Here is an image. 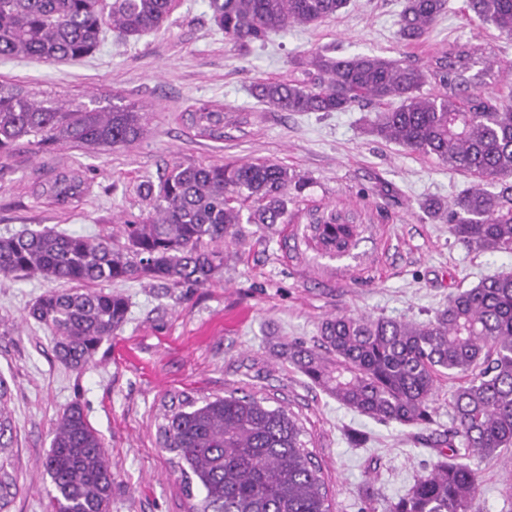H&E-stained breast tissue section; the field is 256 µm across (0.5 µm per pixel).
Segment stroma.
Returning <instances> with one entry per match:
<instances>
[{"label": "stroma", "instance_id": "obj_1", "mask_svg": "<svg viewBox=\"0 0 512 512\" xmlns=\"http://www.w3.org/2000/svg\"><path fill=\"white\" fill-rule=\"evenodd\" d=\"M404 3L351 0L336 18L241 46L225 40L206 0H175L160 31L129 39L106 31L82 60L0 59L2 82L100 107L119 96L150 114L147 132L124 147L87 152L24 144L0 158V236L51 228L121 242L125 218L144 206L139 184L159 182L176 163L271 161L308 183L289 223L225 247L224 267L209 284H109L126 297L127 320L78 371L57 358L50 331L28 315L49 283L0 276V419L8 425L0 441L18 488L4 512H47L43 461L63 410L74 402L116 469L112 512H185L180 472L157 441L172 398L184 393L200 398L239 389L290 408L322 468L333 512H359L368 484L386 506L430 469L436 455L426 438L448 428L456 381H439L434 423L419 432L338 403L289 360L285 347L319 345L322 321L339 314L432 319L449 294L512 272V255L467 249L442 219L426 215L425 202L448 201L470 181L372 135L374 106L280 112L252 94L257 81L297 78L293 59L316 50L424 66L436 47L453 40L494 45L502 61L496 83L512 87V38L470 19L465 0H449L448 12L417 45L396 35ZM202 102L223 105L222 129L205 132L192 123L189 112ZM71 170L85 176L80 199L55 204L44 188ZM315 206L361 224L349 254L329 257L306 244L305 215ZM471 466L482 512H512L505 495L512 459Z\"/></svg>", "mask_w": 512, "mask_h": 512}]
</instances>
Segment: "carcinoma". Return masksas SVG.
<instances>
[{"instance_id":"carcinoma-1","label":"carcinoma","mask_w":512,"mask_h":512,"mask_svg":"<svg viewBox=\"0 0 512 512\" xmlns=\"http://www.w3.org/2000/svg\"><path fill=\"white\" fill-rule=\"evenodd\" d=\"M173 0H0V59L79 60L112 26L137 37L167 23ZM349 0H208L225 38L264 42L291 24L316 25ZM476 19L512 33V0H467ZM447 0H406L397 35L419 44ZM308 81H261L256 97L281 112H347L379 104L371 132L466 174L471 187L444 204L448 230L468 248L512 254V93L494 88L495 48L455 43L421 67L378 55L333 57L315 51L295 61ZM433 86V94L425 87ZM196 123L224 124V108L205 102ZM145 113L125 104L62 103L0 82V157L23 142L99 150L125 146L146 131ZM82 180H55L58 204L80 198ZM492 189H487V186ZM307 183L269 162L173 165L141 194L147 209L124 221L121 245L43 229L0 237V274L39 276L71 285L50 289L29 315L53 332L58 357L82 369L126 319L120 294L104 283L149 279L167 288L204 286L224 268V243L286 224L291 193ZM361 225L334 210L308 213L307 240L341 255ZM317 348L288 346V358L340 404L379 422L425 429L443 377L459 379L450 395L452 425L431 443L437 461L384 512H480V485L467 460L512 449V273H494L448 296L426 322L336 315L320 326ZM305 431L287 407L233 390L171 405L158 427L162 448L183 476L189 512H331L323 472ZM49 512H111L115 473L104 443L78 403L63 411L44 461ZM17 489L0 461V512Z\"/></svg>"}]
</instances>
